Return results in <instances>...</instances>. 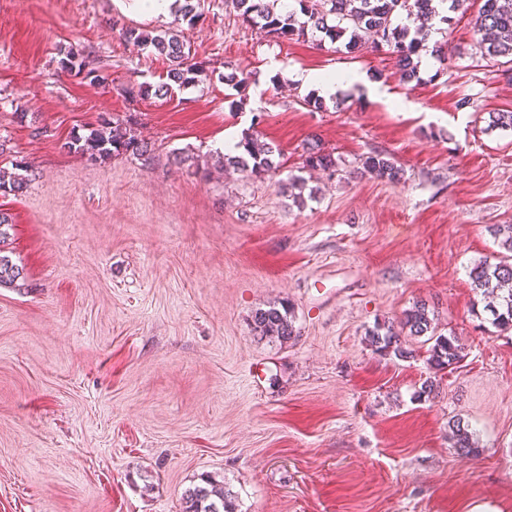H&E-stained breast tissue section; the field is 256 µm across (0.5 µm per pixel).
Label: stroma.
<instances>
[{"mask_svg":"<svg viewBox=\"0 0 512 512\" xmlns=\"http://www.w3.org/2000/svg\"><path fill=\"white\" fill-rule=\"evenodd\" d=\"M129 2L0 0V166L30 179L0 194L24 269L0 286V512H181L204 475L239 512H512V332L468 276L498 250L489 225L512 224V131L488 127L512 111V82L478 64L468 18L452 13L447 62L422 56L406 84L393 56L278 43L200 0L177 31L207 77L140 100L127 87L167 64L121 31L170 19ZM73 46L105 82L62 71ZM231 67L255 78L240 109L219 78ZM299 72L363 80L317 110ZM104 119L135 120L153 163L61 150ZM251 128L278 177L219 168L218 144ZM312 138L335 174L303 169ZM185 150L206 174L173 164ZM372 151L401 182L355 177ZM292 174L317 190L304 205L278 187ZM420 299L461 339L456 367L433 372L419 337L406 360L369 346ZM282 301L298 334L280 344L252 315ZM454 419L478 457L452 448Z\"/></svg>","mask_w":512,"mask_h":512,"instance_id":"35a3bbf8","label":"stroma"}]
</instances>
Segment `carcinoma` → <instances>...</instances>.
I'll list each match as a JSON object with an SVG mask.
<instances>
[{"label":"carcinoma","instance_id":"carcinoma-1","mask_svg":"<svg viewBox=\"0 0 512 512\" xmlns=\"http://www.w3.org/2000/svg\"><path fill=\"white\" fill-rule=\"evenodd\" d=\"M236 17L242 24L255 27L265 36L278 41L305 38L317 33L334 44L346 39L344 48L355 53L367 46L373 52L385 51L397 61L403 82L419 81V57L427 47L431 27L415 29L402 23L403 17H415L425 22L439 19L448 22V16L439 15L435 0H295L296 6L282 0H231ZM471 22L483 37L480 43L481 58L496 61L508 59L512 63V0H482L477 15ZM123 39L143 50L165 57V79L128 89L132 97L143 96L165 99L174 89H182L204 74L202 65L193 60L186 44L174 28L147 31L127 28ZM62 68L96 83L104 79L97 62L80 51H68ZM224 84L239 92L253 81L252 73L236 69L221 76ZM488 127L512 130V112L489 113ZM68 151L85 152L90 158L105 160L111 157L132 155L144 164L154 160V146L139 137L130 122H115L93 130L87 136H72L61 144ZM237 155H222L223 168L249 170L262 177L278 168L274 161L272 145L258 140V135H246L238 143ZM338 166L333 153L313 140L303 151V167L333 173ZM357 174L364 178L397 183L402 178L391 158L370 152L359 159ZM29 179L0 167V192L19 194L28 187ZM489 232L498 240L506 254L495 262L485 258L474 263L469 278L480 301L483 312L491 317V324L501 330L512 329V224H492ZM23 278V269L9 256L0 254V285H12ZM253 331L259 336L286 342L297 335L294 315L284 303L259 308L253 315ZM426 336L432 341L429 349L430 366L442 371L458 364L464 358V347L456 336L436 333L430 310L420 301L405 310L399 324L376 323L368 332V342L381 356H394L401 360L412 357L403 335ZM452 447L462 458L479 453L477 443L469 428L457 419L449 424ZM182 512H238L237 496L224 484L209 477L186 489L182 495Z\"/></svg>","mask_w":512,"mask_h":512}]
</instances>
